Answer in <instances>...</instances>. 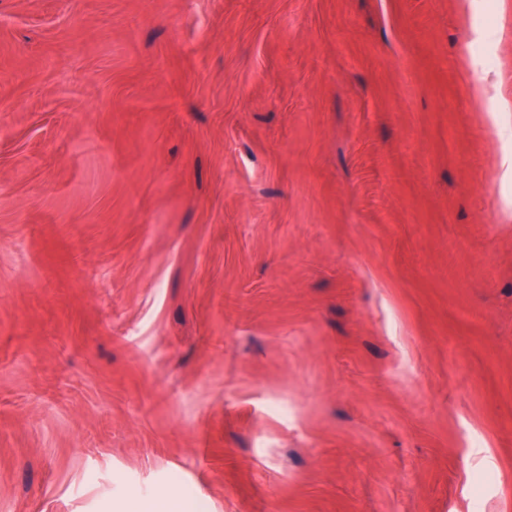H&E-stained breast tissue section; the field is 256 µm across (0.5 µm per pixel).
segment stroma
<instances>
[{"label":"stroma","mask_w":512,"mask_h":512,"mask_svg":"<svg viewBox=\"0 0 512 512\" xmlns=\"http://www.w3.org/2000/svg\"><path fill=\"white\" fill-rule=\"evenodd\" d=\"M0 0V512H512V0Z\"/></svg>","instance_id":"obj_1"}]
</instances>
